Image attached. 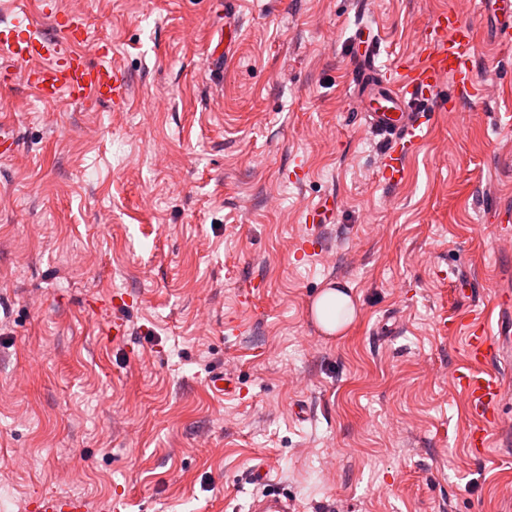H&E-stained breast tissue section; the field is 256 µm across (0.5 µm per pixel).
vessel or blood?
Masks as SVG:
<instances>
[{
    "mask_svg": "<svg viewBox=\"0 0 512 512\" xmlns=\"http://www.w3.org/2000/svg\"><path fill=\"white\" fill-rule=\"evenodd\" d=\"M50 19L52 29L43 32L40 18ZM88 32L81 16L68 15L58 21L56 11L38 14L20 12L0 21V58L22 64L21 79L41 97H62L93 108L101 102L124 107L129 99L125 69L106 61H92L84 45ZM476 47L470 25L457 14H437L424 31L423 45L414 61H381L377 38L366 42L351 74L358 97L368 99L370 107L360 120L373 133L384 136L387 147L381 163V175L387 183L399 184L404 177L402 156L422 140L426 110L436 105L447 111L480 98L483 89L474 74ZM452 91L440 96L444 83ZM455 333L465 341L467 363L453 373L454 385L466 395L475 409L478 422L469 433V446L483 453L493 434L508 430L498 406L505 395L502 379L488 369L512 349V336L489 335L473 319L456 323ZM250 484L260 486L253 495L249 512H299L295 499L268 491L270 470L258 462L247 474ZM28 512H90L88 501L72 494H44L32 498Z\"/></svg>",
    "mask_w": 512,
    "mask_h": 512,
    "instance_id": "1",
    "label": "vessel or blood"
}]
</instances>
